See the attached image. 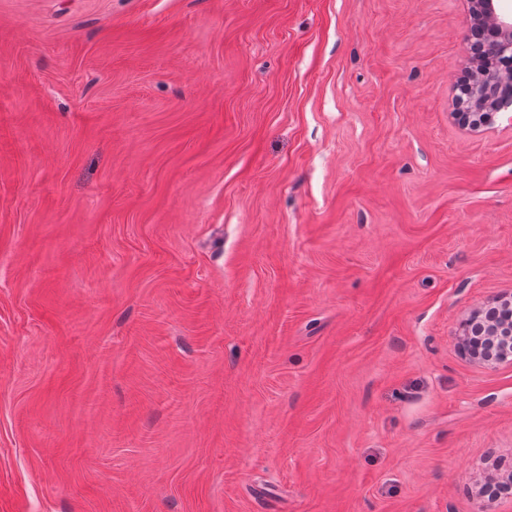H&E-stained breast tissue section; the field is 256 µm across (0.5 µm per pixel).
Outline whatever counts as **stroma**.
Segmentation results:
<instances>
[{
    "mask_svg": "<svg viewBox=\"0 0 512 512\" xmlns=\"http://www.w3.org/2000/svg\"><path fill=\"white\" fill-rule=\"evenodd\" d=\"M468 0H0V512H512V111ZM497 306H489L471 313L472 320H481L483 336L459 337L463 355L486 368L512 364V297L501 298ZM502 310L507 313L502 314Z\"/></svg>",
    "mask_w": 512,
    "mask_h": 512,
    "instance_id": "stroma-1",
    "label": "stroma"
}]
</instances>
